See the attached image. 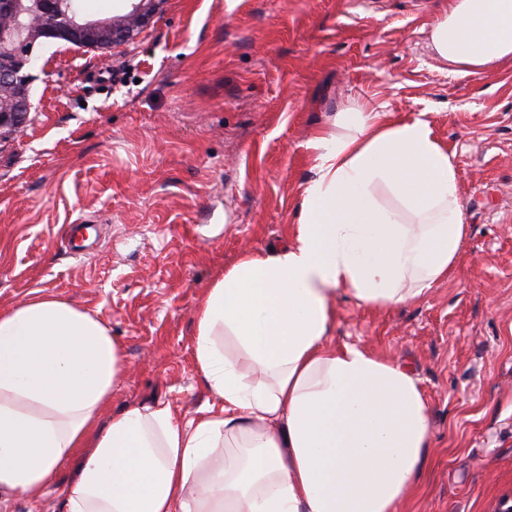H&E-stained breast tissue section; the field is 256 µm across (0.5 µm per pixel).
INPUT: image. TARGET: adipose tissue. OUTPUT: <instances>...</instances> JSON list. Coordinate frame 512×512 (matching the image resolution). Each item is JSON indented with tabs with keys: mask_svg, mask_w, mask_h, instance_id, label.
I'll return each mask as SVG.
<instances>
[{
	"mask_svg": "<svg viewBox=\"0 0 512 512\" xmlns=\"http://www.w3.org/2000/svg\"><path fill=\"white\" fill-rule=\"evenodd\" d=\"M457 73L512 64V0H454L430 29ZM284 248L243 252L196 309L195 360L218 399L105 411L122 369L110 327L37 295L0 311V507L75 466L60 512H397L431 422L402 364L332 342L336 298L389 307L447 278L465 213L425 114L339 112Z\"/></svg>",
	"mask_w": 512,
	"mask_h": 512,
	"instance_id": "adipose-tissue-1",
	"label": "adipose tissue"
}]
</instances>
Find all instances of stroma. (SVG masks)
Segmentation results:
<instances>
[{
    "label": "stroma",
    "mask_w": 512,
    "mask_h": 512,
    "mask_svg": "<svg viewBox=\"0 0 512 512\" xmlns=\"http://www.w3.org/2000/svg\"><path fill=\"white\" fill-rule=\"evenodd\" d=\"M453 0H168L134 43L39 49L34 108L0 141V311L33 294L100 316L122 346L112 412L213 404L195 310L245 250L284 246L310 139L361 103L426 113L466 231L416 301L336 300L334 338L405 364L433 426L400 512L512 506V64L454 73L428 30ZM87 225L83 255L72 225Z\"/></svg>",
    "instance_id": "obj_1"
}]
</instances>
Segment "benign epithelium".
Segmentation results:
<instances>
[{
    "mask_svg": "<svg viewBox=\"0 0 512 512\" xmlns=\"http://www.w3.org/2000/svg\"><path fill=\"white\" fill-rule=\"evenodd\" d=\"M119 17L93 20L69 0H0V132L12 133L31 109L28 67L35 44L64 40L106 51L135 40L166 0H129Z\"/></svg>",
    "mask_w": 512,
    "mask_h": 512,
    "instance_id": "benign-epithelium-1",
    "label": "benign epithelium"
}]
</instances>
